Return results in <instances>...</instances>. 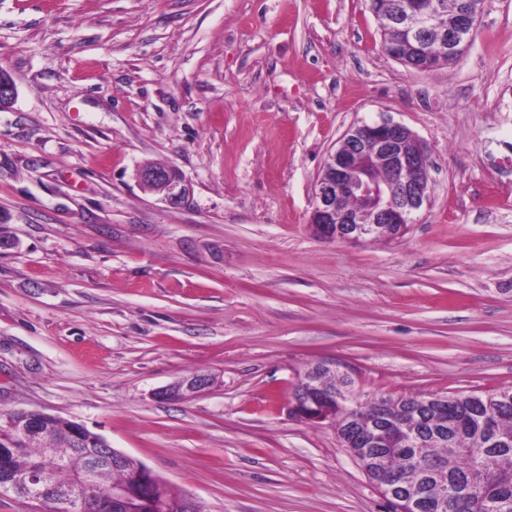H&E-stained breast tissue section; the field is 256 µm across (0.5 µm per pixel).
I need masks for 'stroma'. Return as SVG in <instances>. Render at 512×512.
Returning <instances> with one entry per match:
<instances>
[{
  "mask_svg": "<svg viewBox=\"0 0 512 512\" xmlns=\"http://www.w3.org/2000/svg\"><path fill=\"white\" fill-rule=\"evenodd\" d=\"M382 39L368 0H0V409L83 424L203 512H393L288 401L318 362L362 401L512 386V0L443 69ZM383 114L427 145L429 206L319 238L327 155ZM137 178L142 185L147 187L151 184H159L164 202L171 207L183 205L191 195V185L188 180L171 166L141 165L137 170Z\"/></svg>",
  "mask_w": 512,
  "mask_h": 512,
  "instance_id": "obj_1",
  "label": "stroma"
}]
</instances>
